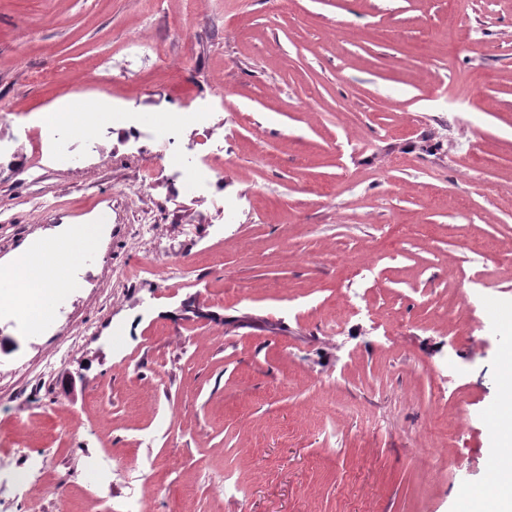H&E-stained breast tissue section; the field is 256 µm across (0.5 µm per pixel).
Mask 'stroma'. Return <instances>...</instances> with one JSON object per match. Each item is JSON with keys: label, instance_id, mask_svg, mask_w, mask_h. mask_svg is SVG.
<instances>
[{"label": "stroma", "instance_id": "stroma-1", "mask_svg": "<svg viewBox=\"0 0 512 512\" xmlns=\"http://www.w3.org/2000/svg\"><path fill=\"white\" fill-rule=\"evenodd\" d=\"M77 100L95 147L56 124ZM201 103L208 196L150 163ZM21 126L0 242L105 197L98 267L131 278L0 335V463L73 479L0 512H122L146 483V512H470L512 459V0H0V139ZM207 114L203 109H196L193 112H172L165 116L161 128L155 133L163 139L165 147L159 153H155L156 158L170 165L180 166V155L174 149L175 134L189 121L201 126L202 132L205 133L208 129L204 126ZM502 407L505 410V414L501 421V435L502 441L511 446L512 444V376L511 373H507L504 377L502 384Z\"/></svg>", "mask_w": 512, "mask_h": 512}]
</instances>
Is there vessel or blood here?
<instances>
[{
  "mask_svg": "<svg viewBox=\"0 0 512 512\" xmlns=\"http://www.w3.org/2000/svg\"><path fill=\"white\" fill-rule=\"evenodd\" d=\"M96 253L93 247L77 241H64L57 237L41 235L30 239L12 256L11 268L16 273L9 284L8 299L0 301V313L9 312L10 325L23 336H36L46 321L61 314L70 296L91 284ZM40 266L45 273L46 293L41 302L44 306L41 317L28 314L21 305L13 302L12 296L21 286L18 277L28 265Z\"/></svg>",
  "mask_w": 512,
  "mask_h": 512,
  "instance_id": "obj_1",
  "label": "vessel or blood"
}]
</instances>
